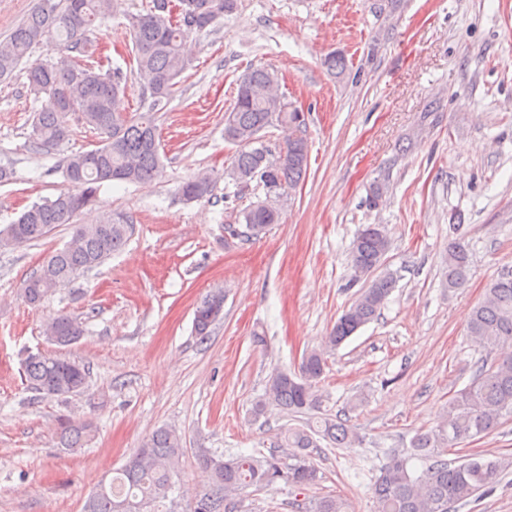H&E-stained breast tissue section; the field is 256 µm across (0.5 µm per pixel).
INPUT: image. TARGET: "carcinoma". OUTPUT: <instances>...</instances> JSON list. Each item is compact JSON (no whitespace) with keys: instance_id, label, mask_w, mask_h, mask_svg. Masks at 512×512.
<instances>
[{"instance_id":"obj_1","label":"carcinoma","mask_w":512,"mask_h":512,"mask_svg":"<svg viewBox=\"0 0 512 512\" xmlns=\"http://www.w3.org/2000/svg\"><path fill=\"white\" fill-rule=\"evenodd\" d=\"M151 0L146 12L129 16L132 53L137 75L143 82L141 102L145 112L128 117L120 112L119 96L126 78L118 69L103 71L91 62L95 48L89 33L98 21L112 17L116 0H40V5L0 40V79L12 74L41 39L62 46L56 62L38 63L27 69L31 91L47 97L35 112L32 146L53 149L70 136L74 115L93 130L100 141L88 151L67 157L64 176L72 189L52 199L34 203L16 221L0 230V247L9 246L11 233L21 232L26 242L39 241L55 227L66 225L70 239L53 251L22 287L21 296L38 306L51 294L81 275L97 268L127 244L132 225L106 216L97 224H77L74 218L95 202L96 192L107 182L138 183L159 177L163 162L158 142L155 112L169 100L178 78L190 64L188 42L208 33L220 17L233 13L237 0ZM278 76L269 68L253 67L238 77L236 99L225 113L224 138L237 147L232 165L224 171L239 190L249 188L254 178L273 189L266 205L258 203L242 212L245 224L256 237L278 222L274 206L285 189L304 183L309 168L307 124L296 129V108L277 90ZM288 129L278 156L270 159L254 146L257 134L273 123ZM212 179L199 176L183 183L186 201L211 195ZM390 238L381 225L374 232L364 226L350 251L351 265L369 277L368 285L346 309L327 336L326 346L307 353L295 373L276 372L268 380L265 395L252 406V415L262 416L274 406L291 416L306 415L320 408L319 383L326 367L325 355L373 321L396 286L393 274L382 269ZM471 271L469 244L462 237L448 248V270L443 287L466 285ZM224 303L221 294L206 296L194 311V332L205 341L217 319L214 307ZM84 334L80 319L57 314L45 325L44 336H54L67 345ZM466 334L484 351L500 349L503 356L491 364L476 366L470 383L448 401L443 419L432 429L416 434L411 452L387 457L372 491L378 512H450L454 503L491 489L499 480L505 462L499 457L472 453L458 465L448 463L443 451L487 434L512 415V274L491 281L485 296L470 315ZM23 376L29 389L40 396L65 397L83 391L89 378L86 363L62 355H28ZM60 438L68 448H82L90 441V429L70 421L61 423ZM325 441L333 448H356L363 439L348 420L323 416L285 431L279 448H291L286 464L271 454H236L227 458L199 449L197 461L208 473L209 489L200 495L191 512H235L234 498L249 488L273 487L282 481L298 490L319 481V470L310 449ZM182 437L176 431L156 429L126 460L110 482H101L86 499L83 512H151L152 506L170 500L173 478L182 466ZM424 463L421 472L411 460ZM312 512H347L345 502L333 495L320 498Z\"/></svg>"}]
</instances>
